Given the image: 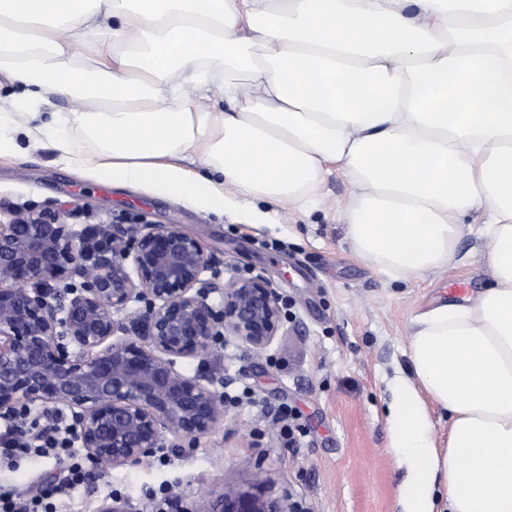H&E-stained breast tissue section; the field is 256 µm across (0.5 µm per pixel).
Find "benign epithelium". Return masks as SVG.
Masks as SVG:
<instances>
[{"mask_svg":"<svg viewBox=\"0 0 512 512\" xmlns=\"http://www.w3.org/2000/svg\"><path fill=\"white\" fill-rule=\"evenodd\" d=\"M96 235L92 247L88 230L47 208L0 224V418L64 406L76 441L107 471L223 423L222 381L178 363L206 362L223 336L261 352L283 314L269 278L221 279L176 224H106ZM126 311L142 326L135 337L116 319ZM218 512L281 510L226 488Z\"/></svg>","mask_w":512,"mask_h":512,"instance_id":"benign-epithelium-1","label":"benign epithelium"}]
</instances>
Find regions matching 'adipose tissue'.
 Here are the masks:
<instances>
[{
  "mask_svg": "<svg viewBox=\"0 0 512 512\" xmlns=\"http://www.w3.org/2000/svg\"><path fill=\"white\" fill-rule=\"evenodd\" d=\"M0 72L24 87L1 156L48 139L80 167L91 143L109 181L218 212L338 172L357 253L402 282L479 224L493 282L416 317L392 447L403 512H512V0H0ZM58 96L96 109L39 119Z\"/></svg>",
  "mask_w": 512,
  "mask_h": 512,
  "instance_id": "ef3b65f1",
  "label": "adipose tissue"
}]
</instances>
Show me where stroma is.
<instances>
[{"label":"stroma","mask_w":512,"mask_h":512,"mask_svg":"<svg viewBox=\"0 0 512 512\" xmlns=\"http://www.w3.org/2000/svg\"><path fill=\"white\" fill-rule=\"evenodd\" d=\"M351 187L329 176L318 203H261L271 224H250L136 185H113L68 167L51 143L0 157V220L17 207L50 206L67 223L176 224L197 237L222 276L263 273L284 301L283 328L255 353L220 339L206 363L233 395L224 423L196 442L168 445L133 466L97 474L62 512H96L105 499L148 506L169 486L182 512H218L224 487L275 501L283 512H400L404 468L391 448V384L410 376L414 319L444 302L472 305L492 281L485 240L464 233L454 262L427 277L397 282L358 257L342 211ZM296 407L307 433L295 447L281 437L278 411ZM47 457L27 456L0 471L17 491L58 476Z\"/></svg>","instance_id":"1"}]
</instances>
